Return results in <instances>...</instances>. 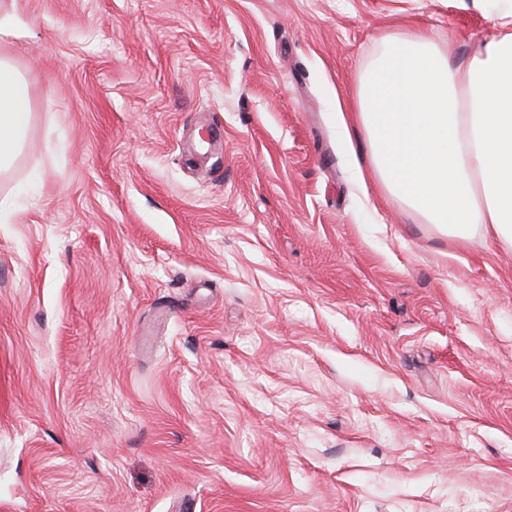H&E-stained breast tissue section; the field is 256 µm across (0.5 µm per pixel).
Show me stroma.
I'll return each mask as SVG.
<instances>
[{"instance_id":"35a3bbf8","label":"stroma","mask_w":512,"mask_h":512,"mask_svg":"<svg viewBox=\"0 0 512 512\" xmlns=\"http://www.w3.org/2000/svg\"><path fill=\"white\" fill-rule=\"evenodd\" d=\"M0 512H512V249L384 193L355 102L445 0H13ZM29 81L13 61L0 56V177L18 165L34 122Z\"/></svg>"}]
</instances>
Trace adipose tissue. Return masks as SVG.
Masks as SVG:
<instances>
[{
	"label": "adipose tissue",
	"instance_id": "1",
	"mask_svg": "<svg viewBox=\"0 0 512 512\" xmlns=\"http://www.w3.org/2000/svg\"><path fill=\"white\" fill-rule=\"evenodd\" d=\"M500 27L452 63L423 24L381 36L354 121L383 190L449 238L512 248V0H451ZM35 114L29 81L0 56V177L18 165Z\"/></svg>",
	"mask_w": 512,
	"mask_h": 512
}]
</instances>
